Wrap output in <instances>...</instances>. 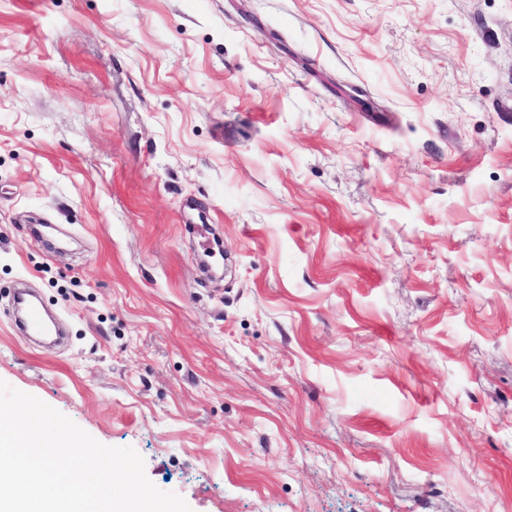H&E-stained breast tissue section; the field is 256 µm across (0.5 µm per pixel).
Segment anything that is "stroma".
<instances>
[{
  "instance_id": "stroma-1",
  "label": "stroma",
  "mask_w": 512,
  "mask_h": 512,
  "mask_svg": "<svg viewBox=\"0 0 512 512\" xmlns=\"http://www.w3.org/2000/svg\"><path fill=\"white\" fill-rule=\"evenodd\" d=\"M0 380L192 512H512V0H0Z\"/></svg>"
}]
</instances>
